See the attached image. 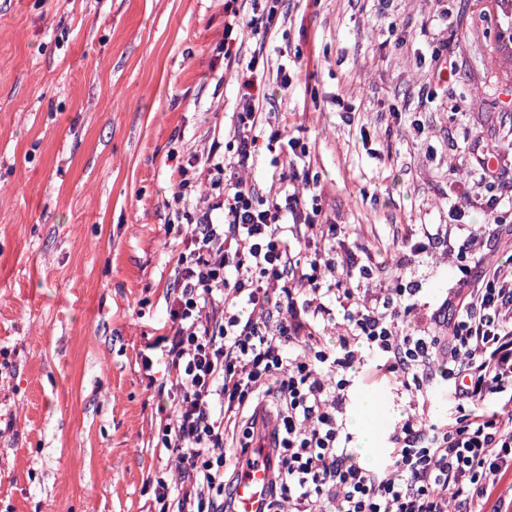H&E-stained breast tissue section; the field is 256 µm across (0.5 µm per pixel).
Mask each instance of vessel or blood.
<instances>
[{
  "instance_id": "vessel-or-blood-1",
  "label": "vessel or blood",
  "mask_w": 512,
  "mask_h": 512,
  "mask_svg": "<svg viewBox=\"0 0 512 512\" xmlns=\"http://www.w3.org/2000/svg\"><path fill=\"white\" fill-rule=\"evenodd\" d=\"M278 440L275 427H267L261 435L253 456L240 459L233 490L236 512H267L274 457L272 450Z\"/></svg>"
}]
</instances>
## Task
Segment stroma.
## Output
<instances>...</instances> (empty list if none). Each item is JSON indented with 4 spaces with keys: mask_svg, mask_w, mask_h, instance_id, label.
Returning a JSON list of instances; mask_svg holds the SVG:
<instances>
[{
    "mask_svg": "<svg viewBox=\"0 0 512 512\" xmlns=\"http://www.w3.org/2000/svg\"><path fill=\"white\" fill-rule=\"evenodd\" d=\"M449 10L451 20L438 18ZM262 48L263 117L307 144L337 241L378 266L370 291L417 285L429 327L460 273L445 253L467 236L489 267L512 269L481 209L464 228L452 198L479 141L495 150L512 208V71L493 61L492 0H283ZM455 33L456 70L437 85L433 40ZM302 54L281 87L280 63ZM241 87L224 71V0H0V512H158L168 476L157 442L168 401L140 354L168 319L166 292L186 247L173 201L176 164L228 136ZM432 236L429 253L410 241ZM381 394L391 419L432 422L448 391Z\"/></svg>",
    "mask_w": 512,
    "mask_h": 512,
    "instance_id": "obj_1",
    "label": "stroma"
}]
</instances>
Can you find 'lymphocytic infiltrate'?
I'll list each match as a JSON object with an SVG mask.
<instances>
[{"instance_id": "lymphocytic-infiltrate-1", "label": "lymphocytic infiltrate", "mask_w": 512, "mask_h": 512, "mask_svg": "<svg viewBox=\"0 0 512 512\" xmlns=\"http://www.w3.org/2000/svg\"><path fill=\"white\" fill-rule=\"evenodd\" d=\"M280 0L246 13L224 0V66L243 93L231 125L230 150L212 143L178 166L175 204L184 205L190 170L216 172L187 209L189 244L179 253L168 301L171 336L159 355L142 354L144 371L162 360L176 395L161 445L174 456L179 478L155 480L160 512H225L224 437L262 389L276 395L279 441L269 512H502L489 508L493 488L512 474V276L478 270L471 240L454 257L461 275L433 311L446 335L400 332V317L417 312V289L396 285L367 295L352 279L373 269L349 247L334 244L336 228L304 193L316 187L299 169L308 150L299 138L271 128L285 147L288 171L280 189L259 195L249 177L262 122L255 71L242 62L233 36L271 34ZM221 222H214L213 212ZM312 235L293 250L298 226ZM339 323L338 345L324 332ZM441 374H433L435 359ZM428 395L448 383L446 419L428 423L417 412L399 418L387 436L382 470L360 465L347 445L343 416L356 380ZM495 408H487V400Z\"/></svg>"}]
</instances>
